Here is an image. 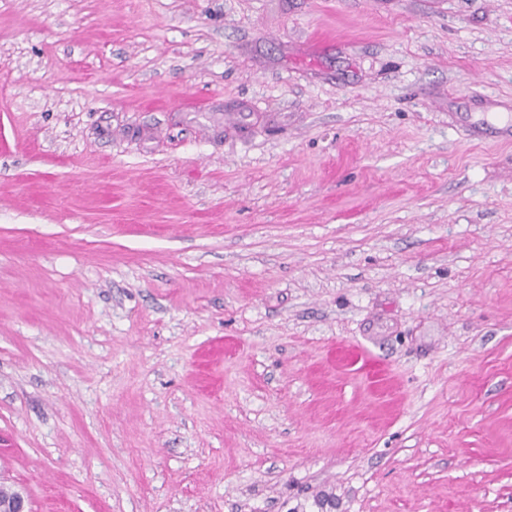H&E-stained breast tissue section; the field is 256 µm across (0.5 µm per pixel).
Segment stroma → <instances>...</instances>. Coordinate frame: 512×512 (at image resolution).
Here are the masks:
<instances>
[{"mask_svg": "<svg viewBox=\"0 0 512 512\" xmlns=\"http://www.w3.org/2000/svg\"><path fill=\"white\" fill-rule=\"evenodd\" d=\"M512 0H0V480L31 512H512Z\"/></svg>", "mask_w": 512, "mask_h": 512, "instance_id": "stroma-1", "label": "stroma"}]
</instances>
